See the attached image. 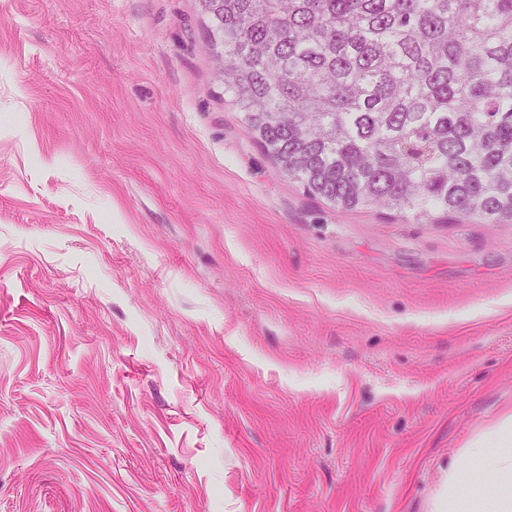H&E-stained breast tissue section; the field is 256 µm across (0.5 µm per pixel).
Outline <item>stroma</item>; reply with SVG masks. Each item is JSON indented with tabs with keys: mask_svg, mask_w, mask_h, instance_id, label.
Here are the masks:
<instances>
[{
	"mask_svg": "<svg viewBox=\"0 0 512 512\" xmlns=\"http://www.w3.org/2000/svg\"><path fill=\"white\" fill-rule=\"evenodd\" d=\"M198 0H0V512H433L512 415V224L338 212Z\"/></svg>",
	"mask_w": 512,
	"mask_h": 512,
	"instance_id": "1",
	"label": "stroma"
}]
</instances>
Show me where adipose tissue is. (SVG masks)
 I'll use <instances>...</instances> for the list:
<instances>
[{"instance_id":"obj_1","label":"adipose tissue","mask_w":512,"mask_h":512,"mask_svg":"<svg viewBox=\"0 0 512 512\" xmlns=\"http://www.w3.org/2000/svg\"><path fill=\"white\" fill-rule=\"evenodd\" d=\"M472 450H485L486 462L494 474V484L499 494L479 496L467 500L456 480H449L448 491L436 503V512H512V496L505 494V487L512 485V418L504 419L488 434L471 444Z\"/></svg>"}]
</instances>
